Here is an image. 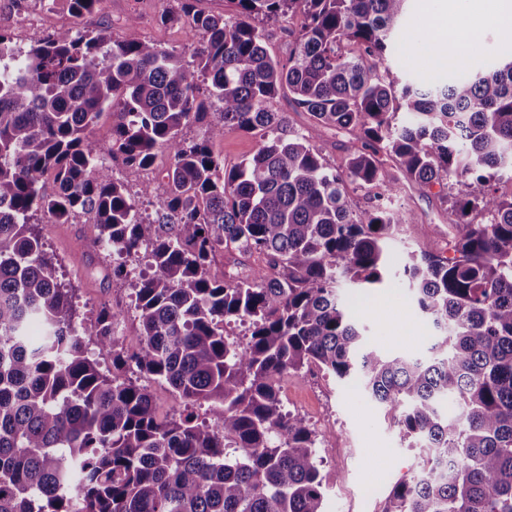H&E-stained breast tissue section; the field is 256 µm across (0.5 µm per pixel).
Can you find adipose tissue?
Listing matches in <instances>:
<instances>
[{
    "label": "adipose tissue",
    "instance_id": "adipose-tissue-1",
    "mask_svg": "<svg viewBox=\"0 0 512 512\" xmlns=\"http://www.w3.org/2000/svg\"><path fill=\"white\" fill-rule=\"evenodd\" d=\"M475 12L491 18L502 28L512 30V0H449L447 11L440 14L437 21L439 27L454 29L456 48L440 57V64L454 66L461 62L463 53L470 45V16Z\"/></svg>",
    "mask_w": 512,
    "mask_h": 512
}]
</instances>
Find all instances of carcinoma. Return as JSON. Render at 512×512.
Wrapping results in <instances>:
<instances>
[{
  "label": "carcinoma",
  "mask_w": 512,
  "mask_h": 512,
  "mask_svg": "<svg viewBox=\"0 0 512 512\" xmlns=\"http://www.w3.org/2000/svg\"><path fill=\"white\" fill-rule=\"evenodd\" d=\"M98 2L48 6L80 16ZM194 2L160 17L187 27L188 60L141 38L134 18L120 35L59 30L26 51L0 31V512H323L318 447L330 444L281 398L284 376L312 365L356 380L424 451L382 512H512V198L486 187L512 179V61L401 83L363 59L389 52L409 0H233L224 14ZM297 13L282 62L260 23ZM280 95L364 149L330 166L273 110ZM106 110L101 142L91 132ZM193 122L205 130L187 140ZM228 131L260 146L226 173L211 144ZM158 149L171 163L153 218L149 187L130 191L111 162L149 167ZM382 153L419 193L457 188L447 249L394 261L388 243L410 218L385 203L399 186ZM79 210L112 250L113 277H129L131 259L149 268L132 284L128 342L105 307L78 320L32 223ZM218 253L231 266L222 281L209 274ZM254 255L264 267L240 274ZM395 263L436 331L427 357L367 346L358 296L341 293ZM128 368L207 403L210 422L159 418L149 386L117 377Z\"/></svg>",
  "instance_id": "cac0c4a2"
}]
</instances>
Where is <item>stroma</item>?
<instances>
[{"mask_svg": "<svg viewBox=\"0 0 512 512\" xmlns=\"http://www.w3.org/2000/svg\"><path fill=\"white\" fill-rule=\"evenodd\" d=\"M17 8L19 21L7 32L23 50L58 29L91 30L108 24L119 34L132 16L138 19L143 39L180 52L186 51L189 43L185 26L160 21L163 12L177 10L178 0H99L93 13L80 17L59 7L48 9L42 0H19ZM482 30L480 47L463 67L435 66L430 50L436 31L426 4L424 0H410L402 31L391 53L377 62L376 70L383 76L429 83L462 69L477 72L512 60V42L502 38L500 27L486 22ZM273 108L287 113L291 127L301 132L333 167H344L349 154L361 147L348 132L311 120L288 97L276 98ZM259 144L255 134L229 131L213 142L212 150L230 171L251 158ZM169 164L167 152L160 150L151 167L130 168L116 160L112 169L115 178L130 190L148 185L154 198L160 199L165 195L166 183L159 173ZM440 196L441 188L436 185L425 195L405 188L393 197V206L412 218L390 244L394 257L412 250L437 252L447 246L448 226L454 216L441 205ZM35 220L59 261L60 280L75 290L80 316L88 317L100 307H110L115 321L123 325L125 336L134 335L138 321L131 287L128 281L108 276L112 259L96 245L89 214H71L64 224L53 223L40 214ZM357 316L366 327L367 343L382 352L424 356L433 342L431 327L417 313L407 284L398 276L388 275L381 288L361 301ZM282 398L287 409L300 414L318 437L331 441L330 447L319 451L327 485L324 512H381V502L361 503L362 485L383 481L391 487L410 478L418 468L419 453L402 438L386 409L366 397L355 383L331 375L321 377L314 369H305L285 377Z\"/></svg>", "mask_w": 512, "mask_h": 512, "instance_id": "obj_1", "label": "stroma"}]
</instances>
